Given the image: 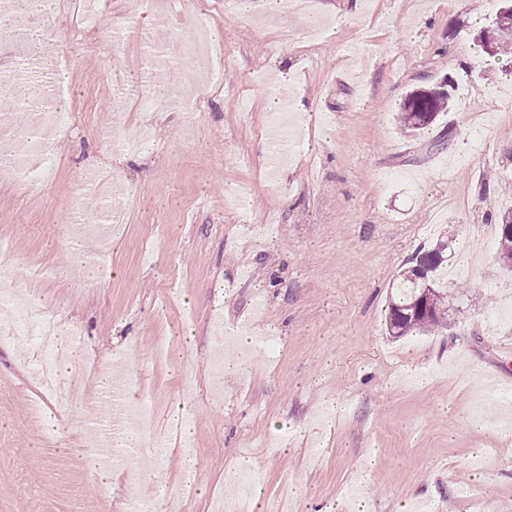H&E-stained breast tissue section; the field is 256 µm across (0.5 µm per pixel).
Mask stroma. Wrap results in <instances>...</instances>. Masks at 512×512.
<instances>
[{
    "label": "stroma",
    "instance_id": "obj_1",
    "mask_svg": "<svg viewBox=\"0 0 512 512\" xmlns=\"http://www.w3.org/2000/svg\"><path fill=\"white\" fill-rule=\"evenodd\" d=\"M100 3L101 28L75 30L59 10L26 61L0 58V86L16 99L27 84L7 71L41 66L50 50L73 58L51 180L25 204L0 181L10 278L0 296L52 298L61 328H81L88 396L100 366L133 380L129 400L154 394L158 421L181 403L193 431H168L150 497L127 481L147 432L111 482L91 478L96 405L71 428L47 426L56 404L35 382L34 341L0 340V512H130L149 498L166 512H212L233 465L258 475L270 499L304 486L298 512L358 496L367 512H468L476 473L495 487L482 512H512V437L478 427L512 395V271L482 236L512 208V79L476 41L497 0H367L359 25L313 40L299 16L228 14L219 0ZM196 14L223 44L232 85L207 83L193 117L149 111L139 92ZM286 67L321 119L301 123L287 170L273 174L267 100ZM437 86L451 87L450 112L420 134L400 130L406 94ZM118 98L150 142L108 148ZM75 235L98 279L30 277L34 262L67 265ZM443 235L447 329L389 336L399 271ZM220 317L247 322L255 338L235 375L214 370L233 350L212 328ZM334 394L350 411L330 428Z\"/></svg>",
    "mask_w": 512,
    "mask_h": 512
}]
</instances>
